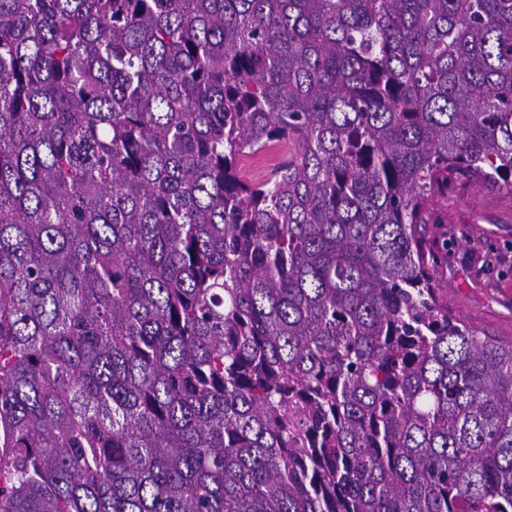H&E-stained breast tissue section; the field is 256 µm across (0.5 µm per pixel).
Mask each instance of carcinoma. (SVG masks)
I'll list each match as a JSON object with an SVG mask.
<instances>
[{
	"label": "carcinoma",
	"instance_id": "cac0c4a2",
	"mask_svg": "<svg viewBox=\"0 0 512 512\" xmlns=\"http://www.w3.org/2000/svg\"><path fill=\"white\" fill-rule=\"evenodd\" d=\"M472 182L512 0H0V512H512ZM443 224H428L439 245L434 267L448 311L481 336L512 342V192L471 185L435 201Z\"/></svg>",
	"mask_w": 512,
	"mask_h": 512
}]
</instances>
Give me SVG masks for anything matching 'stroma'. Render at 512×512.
Here are the masks:
<instances>
[{"mask_svg":"<svg viewBox=\"0 0 512 512\" xmlns=\"http://www.w3.org/2000/svg\"><path fill=\"white\" fill-rule=\"evenodd\" d=\"M434 231L448 246L434 274L448 309L480 335L512 342V191L471 185L436 200Z\"/></svg>","mask_w":512,"mask_h":512,"instance_id":"35a3bbf8","label":"stroma"}]
</instances>
